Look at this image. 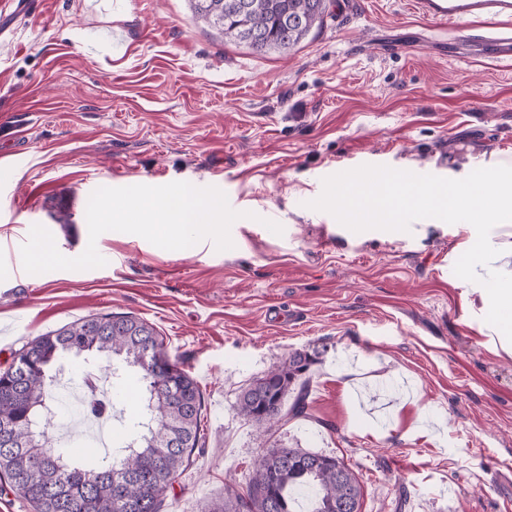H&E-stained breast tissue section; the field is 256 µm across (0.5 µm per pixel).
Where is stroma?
Returning <instances> with one entry per match:
<instances>
[{"label":"stroma","mask_w":512,"mask_h":512,"mask_svg":"<svg viewBox=\"0 0 512 512\" xmlns=\"http://www.w3.org/2000/svg\"><path fill=\"white\" fill-rule=\"evenodd\" d=\"M477 31L452 44L408 0H333L293 50L259 54L189 0H0V370L92 314L152 323L203 395L161 512H208L281 445L343 458L362 512H512V353L453 272L457 225L355 233L307 206L366 164L461 179L512 159V58ZM175 181L226 193L233 249L107 231L103 267L24 271L33 225L75 258L95 189ZM296 351L317 355L306 416L239 418Z\"/></svg>","instance_id":"stroma-1"}]
</instances>
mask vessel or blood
I'll list each match as a JSON object with an SVG mask.
<instances>
[{"mask_svg": "<svg viewBox=\"0 0 512 512\" xmlns=\"http://www.w3.org/2000/svg\"><path fill=\"white\" fill-rule=\"evenodd\" d=\"M415 6L452 29L467 17L487 25L489 32L479 36V43L500 56L512 52V0H415Z\"/></svg>", "mask_w": 512, "mask_h": 512, "instance_id": "b4317fda", "label": "vessel or blood"}]
</instances>
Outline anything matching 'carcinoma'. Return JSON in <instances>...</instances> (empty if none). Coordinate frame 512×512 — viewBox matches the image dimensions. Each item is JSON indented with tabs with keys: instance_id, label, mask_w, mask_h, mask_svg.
Returning a JSON list of instances; mask_svg holds the SVG:
<instances>
[{
	"instance_id": "obj_1",
	"label": "carcinoma",
	"mask_w": 512,
	"mask_h": 512,
	"mask_svg": "<svg viewBox=\"0 0 512 512\" xmlns=\"http://www.w3.org/2000/svg\"><path fill=\"white\" fill-rule=\"evenodd\" d=\"M194 16L226 38L256 53L286 51L323 24L330 0H189ZM149 343L164 354V341L146 320L126 313L89 315L38 336L21 356L45 360L94 353L105 359L112 377V399L87 391L82 410L93 417L114 412L123 396L115 360L137 364ZM316 357L296 351L244 388L237 415L265 427L291 415H306L307 371ZM53 364L22 379L0 372V474L35 512H160L166 492L189 465L201 440L202 393L195 380L175 365L171 372L142 371L149 421L121 420L125 436L102 462L71 463L48 428L32 424L54 399ZM293 401H288V397ZM311 492L310 512H361L363 486L345 462L305 448L265 449L255 460L247 492L227 485L224 499L210 512H295V494Z\"/></svg>"
}]
</instances>
